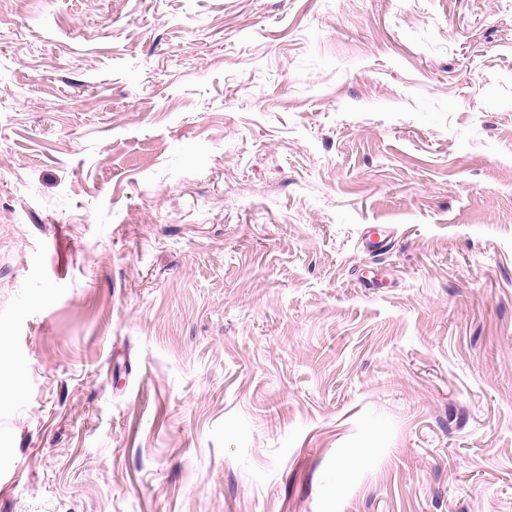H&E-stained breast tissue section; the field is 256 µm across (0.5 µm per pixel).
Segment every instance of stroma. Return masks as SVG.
Returning <instances> with one entry per match:
<instances>
[{
    "label": "stroma",
    "instance_id": "1",
    "mask_svg": "<svg viewBox=\"0 0 512 512\" xmlns=\"http://www.w3.org/2000/svg\"><path fill=\"white\" fill-rule=\"evenodd\" d=\"M0 381V512H512V0H0Z\"/></svg>",
    "mask_w": 512,
    "mask_h": 512
}]
</instances>
